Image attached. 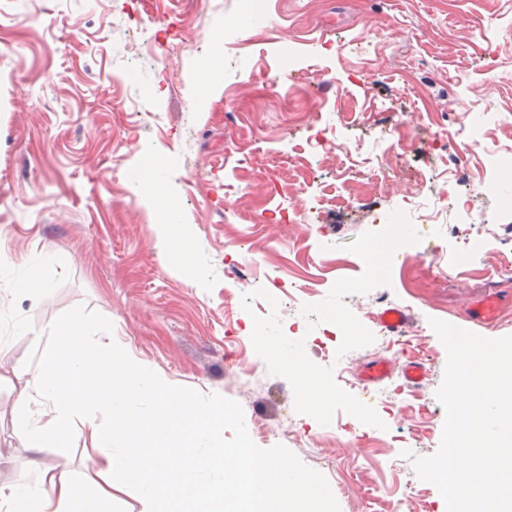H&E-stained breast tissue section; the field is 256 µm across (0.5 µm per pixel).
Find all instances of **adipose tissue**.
I'll use <instances>...</instances> for the list:
<instances>
[{"label": "adipose tissue", "instance_id": "obj_1", "mask_svg": "<svg viewBox=\"0 0 512 512\" xmlns=\"http://www.w3.org/2000/svg\"><path fill=\"white\" fill-rule=\"evenodd\" d=\"M164 163L148 158L132 178L153 197L179 254L186 228L166 194ZM50 331L38 370L24 376L15 434L40 452L86 437L106 483L91 489L45 468L36 483L0 485V512H112V490L126 484L148 512H316L328 499L316 480L262 462L246 434L226 444L222 411L172 398L157 374L89 335L80 314ZM144 403L151 411L143 416Z\"/></svg>", "mask_w": 512, "mask_h": 512}]
</instances>
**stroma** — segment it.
Returning <instances> with one entry per match:
<instances>
[{
  "mask_svg": "<svg viewBox=\"0 0 512 512\" xmlns=\"http://www.w3.org/2000/svg\"><path fill=\"white\" fill-rule=\"evenodd\" d=\"M263 8L239 27L244 0H0V373L36 371L49 324L77 311L171 394L223 409L227 440L256 429L265 462L331 490L328 512H447L404 453L433 454L446 417L431 320L512 335V0ZM154 155L197 275L130 178ZM445 184L467 211L439 203ZM398 218L407 245L375 272L367 245ZM36 274L43 295L10 289ZM493 290L497 321L473 323ZM390 307L408 324L389 348L375 316ZM297 351L329 406L288 371ZM376 359L392 375L364 382ZM17 396L0 387L1 485L35 479ZM93 456L76 440L42 461L94 484ZM221 41L215 39L208 60L202 65L199 73V86L206 89L222 71Z\"/></svg>",
  "mask_w": 512,
  "mask_h": 512,
  "instance_id": "stroma-1",
  "label": "stroma"
}]
</instances>
